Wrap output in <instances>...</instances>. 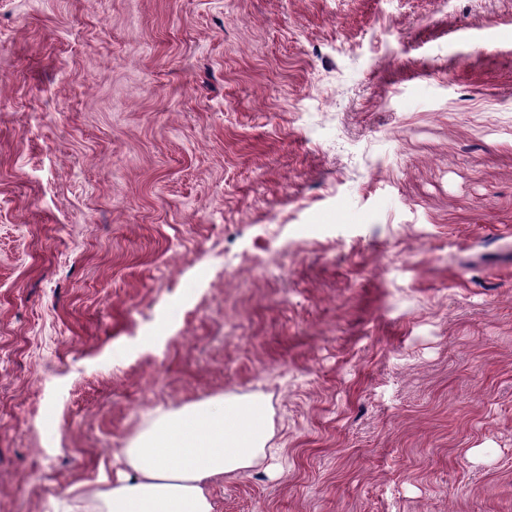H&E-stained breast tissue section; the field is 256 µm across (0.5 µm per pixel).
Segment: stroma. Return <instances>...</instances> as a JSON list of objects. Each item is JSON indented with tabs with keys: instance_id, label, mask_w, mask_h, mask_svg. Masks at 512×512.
Wrapping results in <instances>:
<instances>
[{
	"instance_id": "1",
	"label": "stroma",
	"mask_w": 512,
	"mask_h": 512,
	"mask_svg": "<svg viewBox=\"0 0 512 512\" xmlns=\"http://www.w3.org/2000/svg\"><path fill=\"white\" fill-rule=\"evenodd\" d=\"M224 394L214 512H512V0H0V512Z\"/></svg>"
}]
</instances>
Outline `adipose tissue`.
Returning <instances> with one entry per match:
<instances>
[{
    "mask_svg": "<svg viewBox=\"0 0 512 512\" xmlns=\"http://www.w3.org/2000/svg\"><path fill=\"white\" fill-rule=\"evenodd\" d=\"M269 437L262 400L224 395L162 414L122 449L104 512H214L211 484L256 467Z\"/></svg>",
    "mask_w": 512,
    "mask_h": 512,
    "instance_id": "1",
    "label": "adipose tissue"
}]
</instances>
